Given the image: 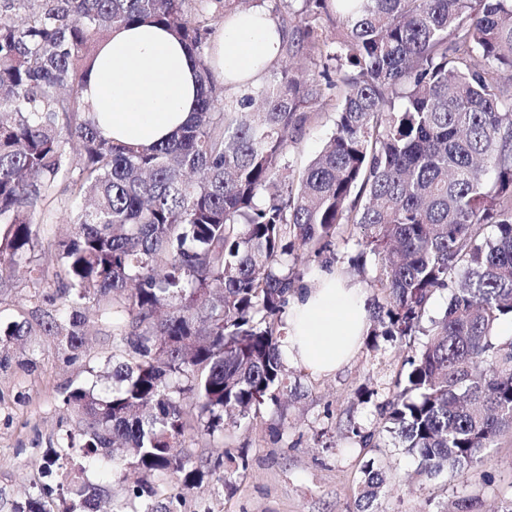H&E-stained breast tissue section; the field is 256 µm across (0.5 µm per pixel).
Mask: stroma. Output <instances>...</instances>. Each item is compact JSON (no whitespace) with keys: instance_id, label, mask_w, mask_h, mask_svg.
<instances>
[{"instance_id":"stroma-1","label":"stroma","mask_w":512,"mask_h":512,"mask_svg":"<svg viewBox=\"0 0 512 512\" xmlns=\"http://www.w3.org/2000/svg\"><path fill=\"white\" fill-rule=\"evenodd\" d=\"M335 130L332 111L306 127L290 153L293 168L304 167ZM83 205L72 180L57 184L34 215L40 231L35 262L54 266L55 242L72 230ZM360 230L348 229L330 249L309 255L303 284L333 265L363 290L366 308L384 302L376 288L378 261L367 255L363 270H351ZM42 286L20 265L13 285L0 291V323L22 319ZM423 336L405 339L363 336L350 361L329 376H313L290 366L292 391L280 406L261 409L223 432L195 440L196 458L224 454V470L204 474L187 491L181 512H354L362 469L375 461L385 471L388 492L383 512H447L457 501H473L478 512H492L512 498V435L487 449L481 464L456 480L419 475L418 461L398 448L386 430L384 409L403 381L405 360L419 350ZM112 353V326L104 323L86 353L70 360L52 338L33 330L13 345L9 368L0 370V512H12L35 488L56 485L62 477L47 473L44 459L63 430L74 423L61 408L71 384L91 385ZM372 436L364 445L363 436Z\"/></svg>"}]
</instances>
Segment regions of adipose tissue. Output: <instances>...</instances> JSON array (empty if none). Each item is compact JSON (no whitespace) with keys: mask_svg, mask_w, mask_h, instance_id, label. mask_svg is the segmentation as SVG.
<instances>
[{"mask_svg":"<svg viewBox=\"0 0 512 512\" xmlns=\"http://www.w3.org/2000/svg\"><path fill=\"white\" fill-rule=\"evenodd\" d=\"M281 41L265 8L240 11L224 22L212 43L213 72L234 91L256 85L278 58ZM196 95L189 50L152 23L113 31L101 42L82 90L104 137L144 147L176 133L189 119ZM367 327L361 287L335 268L324 269L292 296L281 357L315 375L334 373L354 355Z\"/></svg>","mask_w":512,"mask_h":512,"instance_id":"1","label":"adipose tissue"}]
</instances>
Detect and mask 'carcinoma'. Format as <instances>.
I'll use <instances>...</instances> for the list:
<instances>
[{"label": "carcinoma", "instance_id": "obj_1", "mask_svg": "<svg viewBox=\"0 0 512 512\" xmlns=\"http://www.w3.org/2000/svg\"><path fill=\"white\" fill-rule=\"evenodd\" d=\"M14 2L23 19L0 13V288L57 182L76 177L89 206L57 265L33 269L54 291L0 328V348L34 321L75 358L86 311L112 321L111 386L63 392L77 425L50 457L69 469L66 512H98L107 491L83 473L108 457L116 476L165 477L167 503L145 512H175L203 474L186 441L280 406L299 259L349 226L387 295L368 335L427 336L387 411L420 473L459 478L512 432V339L496 336L512 319V0H271L285 61L242 96L216 83L208 46L210 21L241 0ZM142 21L186 45L200 80L190 122L152 147L104 138L81 100L99 42ZM327 108L334 134L292 169L296 137ZM385 485L367 461L356 512H381Z\"/></svg>", "mask_w": 512, "mask_h": 512}]
</instances>
